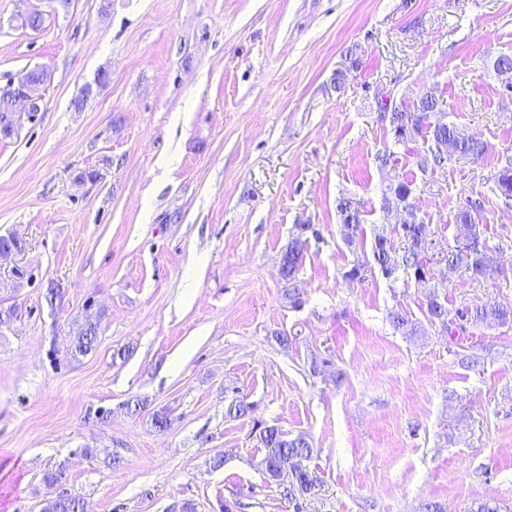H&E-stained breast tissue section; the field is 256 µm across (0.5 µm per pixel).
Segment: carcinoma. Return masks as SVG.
Wrapping results in <instances>:
<instances>
[{
	"label": "carcinoma",
	"mask_w": 512,
	"mask_h": 512,
	"mask_svg": "<svg viewBox=\"0 0 512 512\" xmlns=\"http://www.w3.org/2000/svg\"><path fill=\"white\" fill-rule=\"evenodd\" d=\"M47 74L35 68L28 73L27 92L41 99ZM435 115H445L444 99L435 88L422 93L415 101L402 107H394L387 113L393 145H408L417 141L426 144L424 150L417 154V165L425 172L428 169L445 167L460 160L477 161L487 152V145L470 136L450 122L432 121ZM486 183L489 191L497 196L503 195L502 186L512 185V159L507 157L490 176ZM416 191L414 182L399 179L382 189L383 207H398L404 215L413 212V195ZM483 207L481 202L466 198L460 203L455 214L454 244L443 250L442 260L446 265L459 270L468 280L483 283L501 273L498 262L499 247L491 246L481 236L477 227ZM336 211L342 225L345 243L352 247L364 221L363 206L351 197L342 196L337 200ZM398 242L389 238H375L371 246L373 265L381 271L393 273L390 281L395 283L402 273H421L425 280L432 279V268L427 266L425 257L419 248L423 237L431 236L429 227L417 218L405 225V230L395 228ZM318 236V230L312 224L296 225L287 249L283 253L285 262L281 277L288 285V299L300 304L301 285L297 273L302 265L309 237ZM423 319L415 318L400 308L388 313L392 326L409 336L424 332V324L439 326L448 336L463 333L470 326L506 325L512 323V302L493 301L483 304L464 305L452 308L448 306V297L434 286L429 290L425 303L421 305ZM98 336L97 324L88 321L80 325L72 339V353L84 356L91 352ZM259 439L265 448L264 464L269 477L277 478L280 463L290 457L299 461L307 459L312 453L311 441L298 435L289 437L276 426L260 428ZM318 487V478L306 468L288 476L285 485L286 494L292 500H300L314 493ZM41 512H85L83 500L75 495L59 492L43 500Z\"/></svg>",
	"instance_id": "carcinoma-1"
}]
</instances>
